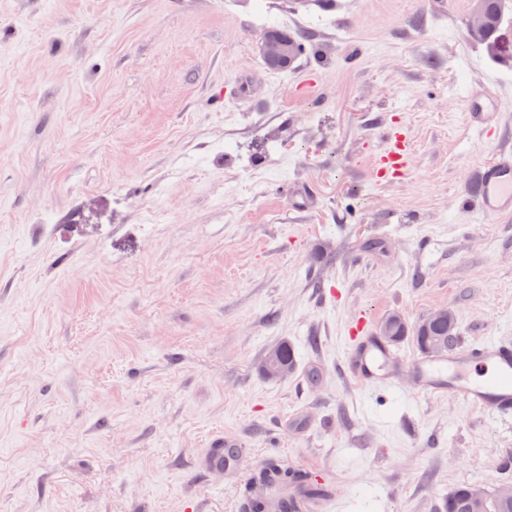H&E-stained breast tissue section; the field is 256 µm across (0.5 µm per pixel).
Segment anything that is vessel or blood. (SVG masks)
<instances>
[{"mask_svg": "<svg viewBox=\"0 0 512 512\" xmlns=\"http://www.w3.org/2000/svg\"><path fill=\"white\" fill-rule=\"evenodd\" d=\"M495 91L485 85L469 90L465 98V121L476 135H484L496 120ZM388 148L376 156L375 170L402 173L408 142L397 133H389ZM473 201L483 216L512 215V150L501 149L481 163L475 176ZM399 354L390 344L363 329L354 337L343 360L342 370L359 386L373 389L390 386V369ZM407 372L426 395L443 393L465 406L478 409L496 421L512 423V338L489 336L483 339L457 340L442 356L421 354L406 362ZM224 440L217 439L198 459L199 469L220 472L242 466L240 453L224 451ZM303 503L292 492L271 491V512H298Z\"/></svg>", "mask_w": 512, "mask_h": 512, "instance_id": "vessel-or-blood-1", "label": "vessel or blood"}]
</instances>
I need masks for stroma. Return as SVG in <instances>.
Returning <instances> with one entry per match:
<instances>
[{
  "label": "stroma",
  "mask_w": 512,
  "mask_h": 512,
  "mask_svg": "<svg viewBox=\"0 0 512 512\" xmlns=\"http://www.w3.org/2000/svg\"><path fill=\"white\" fill-rule=\"evenodd\" d=\"M467 8L0 0V512H237L272 459L331 485L318 512L512 483V426L341 373L393 312L512 336V216L466 202L512 149V62ZM283 26L309 40L279 73L255 43ZM489 80L479 137L465 95ZM389 130L411 152L382 179ZM282 342L297 366L265 378ZM224 436L242 470H199Z\"/></svg>",
  "instance_id": "1"
}]
</instances>
